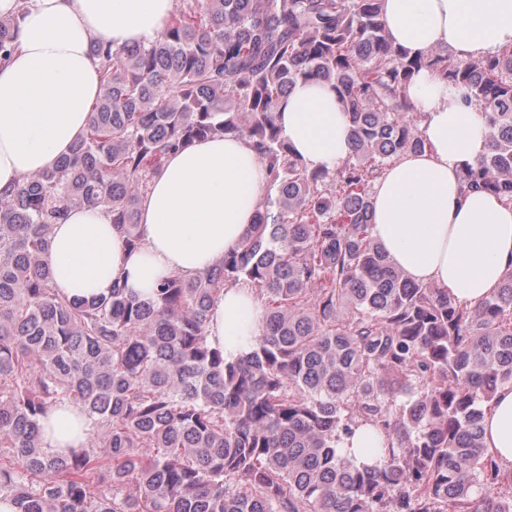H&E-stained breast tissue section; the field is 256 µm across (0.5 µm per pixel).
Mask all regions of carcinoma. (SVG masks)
I'll return each mask as SVG.
<instances>
[{
  "mask_svg": "<svg viewBox=\"0 0 512 512\" xmlns=\"http://www.w3.org/2000/svg\"><path fill=\"white\" fill-rule=\"evenodd\" d=\"M0 19V59L16 48ZM103 92L56 166L0 195V500L16 512H512V468L483 445L512 385V271L476 307L405 278L372 236L376 179L426 142L406 88L423 69L485 116L463 185L512 204V47L461 61L389 39L381 0H186L151 45L96 43ZM332 86L348 159L310 171L276 112ZM254 148L267 190L237 249L143 299L112 283L69 299L43 260L72 207L104 206L139 249L138 206L166 158L208 138ZM262 299L251 350L207 343L211 302ZM72 403L100 434L47 454L40 421ZM383 443L359 464L342 437Z\"/></svg>",
  "mask_w": 512,
  "mask_h": 512,
  "instance_id": "cac0c4a2",
  "label": "carcinoma"
}]
</instances>
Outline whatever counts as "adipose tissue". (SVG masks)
<instances>
[{
    "label": "adipose tissue",
    "instance_id": "obj_1",
    "mask_svg": "<svg viewBox=\"0 0 512 512\" xmlns=\"http://www.w3.org/2000/svg\"><path fill=\"white\" fill-rule=\"evenodd\" d=\"M174 0H0V19L19 22V50L0 61V192L50 169L85 134L102 93L91 47L156 40ZM393 42L410 54L448 48L462 60L512 46V0H383ZM406 95L421 115L424 153L391 163L375 183L372 234L409 280L447 290L473 307L512 268V205L464 189L463 168L487 150L482 113L464 89L422 70ZM277 122L308 169L335 171L350 153V123L334 90L312 81L287 95ZM265 170L241 138L204 140L166 158L143 196L141 245L129 251L102 206L75 207L54 224L44 262L60 294L109 295L122 279L147 298L170 275L193 278L237 248L264 194ZM263 307L245 285L226 288L210 306L207 340L233 361L252 346ZM93 420L66 403L41 421L45 452L85 448ZM484 446L512 466V386L485 409Z\"/></svg>",
    "mask_w": 512,
    "mask_h": 512
}]
</instances>
